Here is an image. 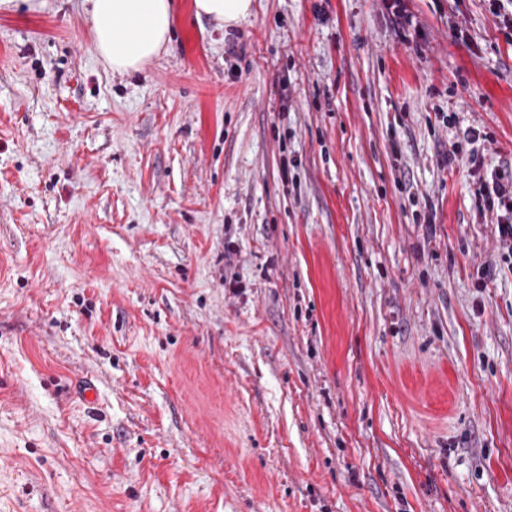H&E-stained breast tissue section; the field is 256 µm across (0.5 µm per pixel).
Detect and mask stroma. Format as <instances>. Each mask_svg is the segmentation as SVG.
Instances as JSON below:
<instances>
[{
  "mask_svg": "<svg viewBox=\"0 0 512 512\" xmlns=\"http://www.w3.org/2000/svg\"><path fill=\"white\" fill-rule=\"evenodd\" d=\"M173 3L130 74L82 0L0 12V512H512V269L439 119L512 169V41ZM196 16L217 20L223 28L246 21L253 11V0H195ZM480 138L484 141L492 140V136L489 133L481 132L478 128L475 127H469L464 130L463 137L461 138L459 134L456 135V140L453 141L450 144V149H448L447 154V164L448 168H452V164L457 161L458 158L461 160L464 157V150H463V141L467 144H473L475 142H478Z\"/></svg>",
  "mask_w": 512,
  "mask_h": 512,
  "instance_id": "stroma-1",
  "label": "stroma"
}]
</instances>
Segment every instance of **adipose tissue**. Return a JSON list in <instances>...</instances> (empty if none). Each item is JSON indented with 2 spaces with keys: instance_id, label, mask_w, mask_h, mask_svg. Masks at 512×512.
<instances>
[{
  "instance_id": "ef3b65f1",
  "label": "adipose tissue",
  "mask_w": 512,
  "mask_h": 512,
  "mask_svg": "<svg viewBox=\"0 0 512 512\" xmlns=\"http://www.w3.org/2000/svg\"><path fill=\"white\" fill-rule=\"evenodd\" d=\"M92 52L106 67L124 74L140 71L164 50L172 33V0H83ZM197 17L235 27L253 11V0H195Z\"/></svg>"
}]
</instances>
